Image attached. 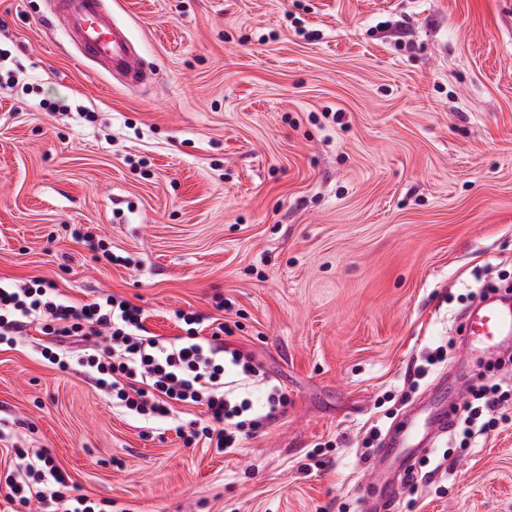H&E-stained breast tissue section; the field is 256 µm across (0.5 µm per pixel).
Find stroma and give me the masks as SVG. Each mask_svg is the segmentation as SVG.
Segmentation results:
<instances>
[{"label": "stroma", "mask_w": 512, "mask_h": 512, "mask_svg": "<svg viewBox=\"0 0 512 512\" xmlns=\"http://www.w3.org/2000/svg\"><path fill=\"white\" fill-rule=\"evenodd\" d=\"M109 2L146 86L77 59L47 0H0V281L117 294L163 337L176 310L219 317L267 376L245 395L288 404L234 452L189 447L185 407L128 416L33 325L0 348V478L44 448L97 512H361L371 430L436 381L461 408L503 377L458 329L512 279V0ZM504 412L440 439L388 512H512ZM73 235L75 238L81 239L83 242L88 244V247L92 251L102 252V256L105 257L110 263H123L125 266H131L135 264V261L130 257L117 256L112 254V251L107 249L101 240H96L93 235L89 233H82L80 229H74Z\"/></svg>", "instance_id": "stroma-1"}]
</instances>
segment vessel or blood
<instances>
[{"label":"vessel or blood","instance_id":"1","mask_svg":"<svg viewBox=\"0 0 512 512\" xmlns=\"http://www.w3.org/2000/svg\"><path fill=\"white\" fill-rule=\"evenodd\" d=\"M52 16L63 21L81 60L105 65L132 87L152 80L151 70L133 50L126 30L113 20L104 0H52ZM462 345L467 353L479 352L491 359L512 348V301L498 294L479 299L463 317ZM449 418V410L433 412L428 404H420L398 433L382 436L376 464H391L407 474L416 452H431L438 439L447 435Z\"/></svg>","mask_w":512,"mask_h":512}]
</instances>
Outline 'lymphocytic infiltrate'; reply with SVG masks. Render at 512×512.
Instances as JSON below:
<instances>
[{
    "label": "lymphocytic infiltrate",
    "mask_w": 512,
    "mask_h": 512,
    "mask_svg": "<svg viewBox=\"0 0 512 512\" xmlns=\"http://www.w3.org/2000/svg\"><path fill=\"white\" fill-rule=\"evenodd\" d=\"M175 319L179 335L164 338L149 331L140 307L114 294L76 304L46 281L0 285V345L14 344L29 325H40L52 340L42 351L51 364L66 370L76 361L89 368L113 403L145 421L168 417L178 404L203 407V419L176 425V433L186 443L202 437L217 452H230L264 418L274 417L287 398L280 387L269 386L267 412L256 416L252 400L233 390L236 382L260 377L253 356L225 342V324L209 333L200 313L179 310ZM96 337L105 338V346L75 361L58 346L66 338L89 342ZM511 396L512 390L499 383L474 389L465 409L461 446L494 428ZM16 456V467L5 477L10 502L24 508L36 503L41 512H95L86 497L67 495V479L45 449L20 448Z\"/></svg>",
    "instance_id": "1"
}]
</instances>
